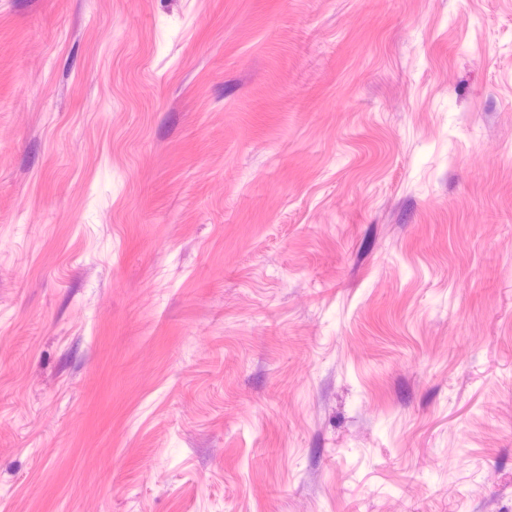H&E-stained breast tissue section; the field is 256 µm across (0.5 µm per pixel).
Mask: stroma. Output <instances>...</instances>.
<instances>
[{"label":"stroma","instance_id":"obj_1","mask_svg":"<svg viewBox=\"0 0 512 512\" xmlns=\"http://www.w3.org/2000/svg\"><path fill=\"white\" fill-rule=\"evenodd\" d=\"M0 512H512V0H0Z\"/></svg>","mask_w":512,"mask_h":512}]
</instances>
